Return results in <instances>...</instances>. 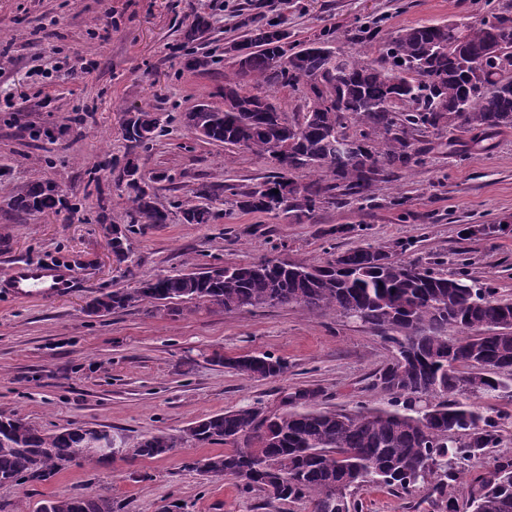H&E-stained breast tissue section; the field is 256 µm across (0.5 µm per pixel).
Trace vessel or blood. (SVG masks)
<instances>
[{
    "label": "vessel or blood",
    "instance_id": "obj_1",
    "mask_svg": "<svg viewBox=\"0 0 512 512\" xmlns=\"http://www.w3.org/2000/svg\"><path fill=\"white\" fill-rule=\"evenodd\" d=\"M68 280V271L62 264L24 262L16 264L8 276L0 281V292L15 299L52 297L59 293Z\"/></svg>",
    "mask_w": 512,
    "mask_h": 512
}]
</instances>
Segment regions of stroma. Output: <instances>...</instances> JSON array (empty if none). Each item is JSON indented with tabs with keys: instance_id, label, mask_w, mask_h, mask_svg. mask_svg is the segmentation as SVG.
Listing matches in <instances>:
<instances>
[{
	"instance_id": "stroma-1",
	"label": "stroma",
	"mask_w": 512,
	"mask_h": 512,
	"mask_svg": "<svg viewBox=\"0 0 512 512\" xmlns=\"http://www.w3.org/2000/svg\"><path fill=\"white\" fill-rule=\"evenodd\" d=\"M252 1L294 41L329 29L336 49L360 47L374 60L377 44L356 41L368 22H379L387 38L411 25L468 21L489 0H0V279L19 260H63L73 272L49 301L0 294V412L48 432L74 423L99 426L130 447L144 435H177L229 409H276L285 389L320 388L329 409L387 404L372 383L392 355L389 344L332 311L313 316L290 305L238 313L191 302L171 316L145 305L104 317L82 311L91 295L129 290L194 265L272 257L318 264L368 243L408 239L415 243L409 259L438 253L453 265L470 258L473 277L512 295V129L488 149L456 154L438 137H424L426 164L381 183L374 205L346 199L298 223L229 212L222 195L211 202L220 214L215 223H182L173 206L198 183L248 188L272 170L270 160L248 151L205 143L183 122L198 104L223 106L224 75L234 67L224 48L244 34ZM198 14L210 22L199 49L213 62L193 70L185 66L183 31ZM84 61L96 62V69L82 72ZM146 104L167 120L150 148L138 151V163L159 176V200L170 208V220L141 225L119 264L99 213L126 221L122 122L126 111ZM39 175L81 200V208L43 217L13 210L11 199ZM395 198L400 206H392ZM353 224L366 227V235L350 232ZM474 224L505 230L488 241L463 238L462 229ZM216 352L268 353L288 370L274 380H253L212 362ZM222 451L182 446L161 458L74 464L48 482L0 486V507L35 512L57 494L106 493L122 512H161L175 502L184 512H310L309 502L270 504L261 492L205 480L187 466L191 458ZM357 500L361 512H434L423 487L401 494L366 486Z\"/></svg>"
}]
</instances>
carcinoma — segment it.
I'll return each instance as SVG.
<instances>
[{
    "instance_id": "cac0c4a2",
    "label": "carcinoma",
    "mask_w": 512,
    "mask_h": 512,
    "mask_svg": "<svg viewBox=\"0 0 512 512\" xmlns=\"http://www.w3.org/2000/svg\"><path fill=\"white\" fill-rule=\"evenodd\" d=\"M209 30L196 16L184 32L187 66L212 63L193 44ZM279 25L257 23L234 47L245 57L224 76V109L199 105L186 115L196 137L270 160L263 183L231 191L240 212L288 215L301 223L324 203L345 198L370 203L376 187L396 173L425 162L419 137L456 131L487 138L512 128V15L495 8L463 24V40L453 43L450 24L402 28L379 42L380 59L332 48L330 33L296 43L295 56L280 55ZM250 79L274 90L305 89L304 111L290 118L269 96L248 91ZM161 113L136 108L125 113L124 138L147 149ZM129 221L112 255L122 262L128 234L137 224H166L170 212L157 191L145 193L138 159L124 156ZM288 190L276 200L273 190ZM196 201L179 203L185 224H212L219 214L206 200L212 185L191 189ZM27 215L72 210L59 186L39 177L11 201ZM413 243L357 247L322 265L267 259L224 268L193 267L181 275H158L131 290L100 293L90 306L104 316L134 305L202 302L227 312H249L262 305H298L311 314L334 310L383 333L393 350L375 373L373 387L389 396L384 407L361 405L354 412L320 407L323 391L298 387L281 391L278 410L242 407L204 417L178 436L159 432L143 437L126 456L158 458L177 445H224V452L192 460L191 469L209 480L230 479L244 491L257 490L268 501L305 500L311 512H358L354 491L376 486L408 493L426 485L439 512H461L444 495L455 466H481L486 451L501 442L500 424L512 414L479 406L475 399L512 388V298L490 282L464 271H446L436 254L425 263L400 255ZM458 335L448 336V327ZM412 353L416 365L399 373L397 357ZM215 362L250 379L282 376L288 366L267 353L225 357ZM468 372H463V369ZM481 386L469 387L473 378ZM107 465V455L90 457L85 433L65 427L45 433L16 415L0 413V485L47 481L71 464ZM469 512H512V459L477 474L469 487ZM107 494L54 495L37 512H121Z\"/></svg>"
}]
</instances>
